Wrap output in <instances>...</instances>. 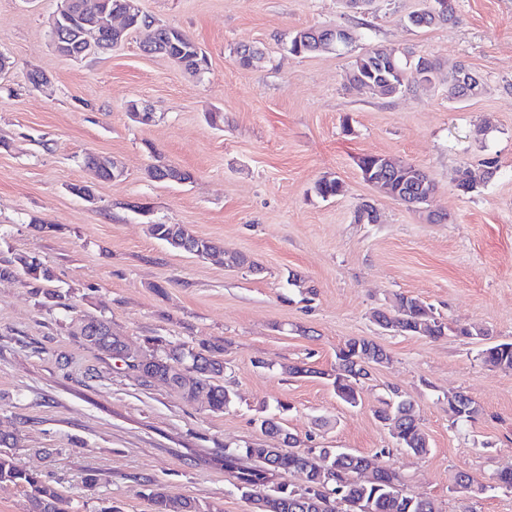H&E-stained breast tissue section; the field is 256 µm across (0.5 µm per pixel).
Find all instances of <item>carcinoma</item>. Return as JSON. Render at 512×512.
Returning a JSON list of instances; mask_svg holds the SVG:
<instances>
[{
  "label": "carcinoma",
  "mask_w": 512,
  "mask_h": 512,
  "mask_svg": "<svg viewBox=\"0 0 512 512\" xmlns=\"http://www.w3.org/2000/svg\"><path fill=\"white\" fill-rule=\"evenodd\" d=\"M82 10L77 20H84L106 7L118 5L120 0H80ZM416 28H429L443 23L422 7L409 17ZM160 46L170 59L181 69L196 76L199 70L208 68V58L197 49L196 42L176 28L164 27L159 36ZM354 41L349 34L342 41L329 35L323 28H303L294 33L288 49L294 55H311L340 46L346 47ZM437 68L436 61L414 52L394 54L389 47H372L355 57L348 72V81L360 89L377 86L386 96L395 95L411 86H423L430 82ZM458 78L448 87V97L459 99L478 94L482 89L481 78L470 68L462 65L457 70ZM362 174L378 178L395 169L396 163L380 155L368 154L358 161ZM387 192L395 199L416 206L419 186L407 182L386 181ZM315 193L323 198H333L344 192V185L336 178H323L316 182ZM150 234L171 249L194 254L205 259L212 253L221 252L220 246L210 239L194 235L184 224H151ZM19 276L25 285L35 292H42L43 283L52 279V272L36 257L18 254L0 267V277ZM397 302L405 304L404 311L398 313L401 332L413 336H428L438 339L448 334L471 338L482 335L474 327H449L433 308L424 302L403 294L395 295ZM77 334L87 345L112 354L118 351L120 336L112 331L111 323L104 319H82L77 324ZM345 357H355L361 361L377 362L386 359L385 349L372 339H350L342 348ZM126 368L148 383L168 384L174 379L173 367L181 362L194 360L200 363L201 374L191 383L177 386L183 399L190 403L201 402L209 411L222 413L234 404L235 393L224 386V347L215 343H201L193 350L184 343L159 337L145 339V346L136 354L122 355ZM481 362L490 368L512 370V343L488 344L481 350ZM358 379L353 374V363L336 369L333 386L336 395L345 403L354 406L358 403L356 389ZM448 404L458 419H468L478 412L475 401L463 392L448 398ZM391 413L390 425L396 430L393 436L396 447L425 455L429 444L417 421L412 402L398 392H392L389 400L376 411L378 418ZM262 433L273 435L281 440L277 448L245 447L235 450V455L249 461L238 468L245 474V485L237 487L241 496L252 503L253 512H334L329 494L334 493L346 503V512H440L435 502L429 499L414 498L402 494L397 486L395 472L381 469L372 477L365 476L370 463L367 458L349 453L336 454L334 448L297 449L298 439L284 430L278 420L262 416L256 420ZM18 443L17 435L0 432V488L13 486L24 488L30 493V512H70V501L59 488L43 475L24 466L13 452ZM302 472L308 486L303 489L286 485L271 494H262L266 473L269 471ZM477 488L486 492V485L475 484V479L465 473L454 475L452 490L456 492ZM150 512H216L202 507L190 498H176L170 495L165 485L152 483L144 493Z\"/></svg>",
  "instance_id": "obj_1"
}]
</instances>
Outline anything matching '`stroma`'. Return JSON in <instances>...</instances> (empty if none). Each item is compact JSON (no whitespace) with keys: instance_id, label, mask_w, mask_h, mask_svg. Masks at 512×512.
I'll list each match as a JSON object with an SVG mask.
<instances>
[{"instance_id":"obj_1","label":"stroma","mask_w":512,"mask_h":512,"mask_svg":"<svg viewBox=\"0 0 512 512\" xmlns=\"http://www.w3.org/2000/svg\"><path fill=\"white\" fill-rule=\"evenodd\" d=\"M144 12L191 36L209 68L193 77L142 52L147 31L80 61L52 48L56 0H0V263L39 257L63 305H44L20 279H0V430L16 456L55 481L71 512H149L142 493L160 482L222 512L251 506L216 457L225 448L275 446L256 420L278 414L304 448H342L391 468L402 494L440 512H512V493L452 491L457 471L488 481L512 467V370L480 361L484 343L383 331L372 319L403 293L443 320L479 325L512 342V0H458L454 21L410 25L422 0H140ZM342 27L356 40L336 52L296 56L290 35ZM259 48L242 66L238 45ZM436 60L430 88L392 96L350 86L354 57L374 46ZM466 64L484 90L456 100L448 87ZM49 75L37 90L30 71ZM149 107L135 121L130 103ZM89 154L119 158L126 175L95 179ZM379 154L423 169L437 186L429 208H408L362 178L360 157ZM162 156L192 182H155ZM495 160L496 174L461 193L466 171ZM342 195L314 192L322 177ZM91 185L94 202L73 195ZM377 221H357L362 203ZM183 224L260 267L228 269L169 248L149 224ZM303 287L288 282L289 275ZM103 318L131 350L150 336L224 347V381L237 394L221 413L171 387L118 369L75 336L78 319ZM388 358L339 399L330 376L351 338ZM304 374H285L288 365ZM410 399L429 451L394 450L376 412L391 389ZM468 394L478 413L455 420L448 398ZM99 478L86 489L88 472Z\"/></svg>"}]
</instances>
